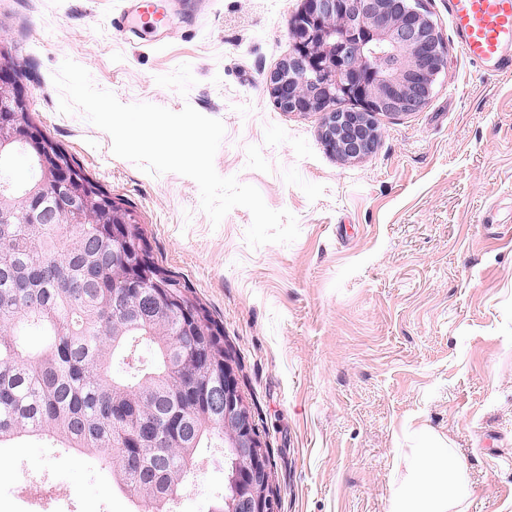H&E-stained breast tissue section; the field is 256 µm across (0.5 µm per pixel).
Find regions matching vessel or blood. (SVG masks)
I'll return each mask as SVG.
<instances>
[{
  "label": "vessel or blood",
  "instance_id": "obj_1",
  "mask_svg": "<svg viewBox=\"0 0 512 512\" xmlns=\"http://www.w3.org/2000/svg\"><path fill=\"white\" fill-rule=\"evenodd\" d=\"M448 15L461 51L485 72L512 74V0H448ZM136 21L154 29L166 16L154 0H137L133 17H121V25Z\"/></svg>",
  "mask_w": 512,
  "mask_h": 512
}]
</instances>
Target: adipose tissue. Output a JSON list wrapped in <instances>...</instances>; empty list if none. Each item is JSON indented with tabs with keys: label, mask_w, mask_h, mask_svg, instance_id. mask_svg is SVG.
Instances as JSON below:
<instances>
[{
	"label": "adipose tissue",
	"mask_w": 512,
	"mask_h": 512,
	"mask_svg": "<svg viewBox=\"0 0 512 512\" xmlns=\"http://www.w3.org/2000/svg\"><path fill=\"white\" fill-rule=\"evenodd\" d=\"M465 464L439 437L426 436L393 471L389 512H453L469 497Z\"/></svg>",
	"instance_id": "adipose-tissue-1"
}]
</instances>
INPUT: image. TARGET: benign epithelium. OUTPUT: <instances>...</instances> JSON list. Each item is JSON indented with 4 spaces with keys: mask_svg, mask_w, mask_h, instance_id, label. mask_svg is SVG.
Instances as JSON below:
<instances>
[{
    "mask_svg": "<svg viewBox=\"0 0 512 512\" xmlns=\"http://www.w3.org/2000/svg\"><path fill=\"white\" fill-rule=\"evenodd\" d=\"M289 33L292 51L268 76L269 93L284 112L323 113L324 142L347 159L373 151L376 114L418 111L446 69L448 49L439 23L415 0H302L289 21ZM11 56V48L1 43L0 153H13L16 142L40 156L44 132L18 120L29 111L30 90ZM354 97L363 101V110L341 109L343 99ZM56 164L62 205L77 211L93 208L89 185L76 175L74 165ZM126 264L134 273L116 293L119 309L130 295L146 299L144 288L149 286L138 258L130 254ZM205 398L221 407L229 447L243 455L224 486L226 512H275L269 462L234 369L224 365V392H207Z\"/></svg>",
    "mask_w": 512,
    "mask_h": 512,
    "instance_id": "7a95c632",
    "label": "benign epithelium"
}]
</instances>
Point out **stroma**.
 I'll return each instance as SVG.
<instances>
[{
  "instance_id": "obj_1",
  "label": "stroma",
  "mask_w": 512,
  "mask_h": 512,
  "mask_svg": "<svg viewBox=\"0 0 512 512\" xmlns=\"http://www.w3.org/2000/svg\"><path fill=\"white\" fill-rule=\"evenodd\" d=\"M422 3L446 70L419 111L377 114L373 151L344 160L323 113L281 111L266 87L301 0H167L166 26L133 34L112 24L130 0H0L35 123L134 210L158 264L223 324L276 512H386L399 451L425 432L463 455L466 512H512V76L463 56L447 0ZM67 58L121 103L221 120L216 171L294 214L299 238L250 247L247 209L212 225L194 180L116 157L82 112L59 111ZM1 459L0 512H147L98 459L41 440ZM223 495V454L204 451L179 512Z\"/></svg>"
}]
</instances>
